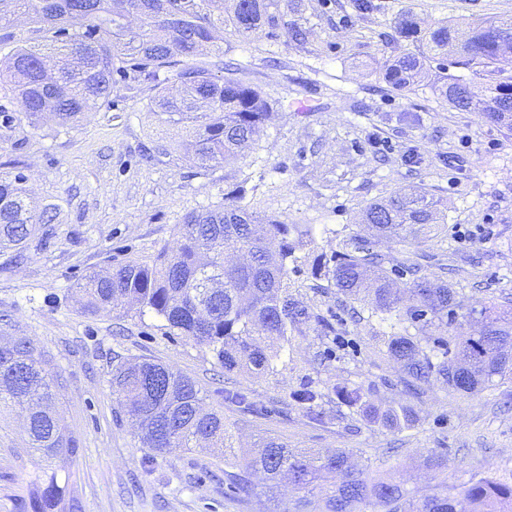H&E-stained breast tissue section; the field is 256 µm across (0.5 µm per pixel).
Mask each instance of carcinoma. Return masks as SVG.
Instances as JSON below:
<instances>
[{"label": "carcinoma", "mask_w": 512, "mask_h": 512, "mask_svg": "<svg viewBox=\"0 0 512 512\" xmlns=\"http://www.w3.org/2000/svg\"><path fill=\"white\" fill-rule=\"evenodd\" d=\"M288 0H0V23L21 16L42 34V44L20 46L0 60V84L18 109H0V127L17 122L73 126L89 112L115 107L112 89L144 78L155 93L146 105L165 133L202 170L228 165L255 144L270 118L261 94L243 81L216 75L223 61L206 59L210 46L229 30L250 42L274 39L288 28ZM402 41L419 52H398L382 76L401 90L429 83L448 105L512 121V18L441 22L421 28L412 13L395 21ZM458 55L471 75L484 81L479 93L464 78L446 74ZM18 173L0 180V249L21 248L38 226L51 221V208L28 197ZM443 204L418 189L367 204L359 223L377 237L414 240L421 233L446 234ZM176 246L152 261L128 260L107 274L91 272L77 288L84 310L110 313L126 306L149 310L196 344L207 348L224 370L257 375L276 371L288 352L292 332L309 322L332 343L345 332L342 314L314 313L293 288L301 271L296 252L313 243L311 229L249 210L236 201L216 210L192 211L176 225ZM315 273L341 297L340 308L368 313L400 331L384 337L386 355L399 362L407 381L474 394L512 376V306L491 303L459 311L456 289L420 274L419 266L392 262L358 236L336 241L318 258ZM479 319L478 336L465 325ZM124 414L137 427L142 447L153 456L177 450L234 447L223 412L203 407L205 392L192 378L150 359L119 362L110 379ZM58 374L23 336L0 343V408L24 415L28 447L48 460L67 463L79 451L55 404ZM342 403L362 416L396 429L413 421L401 402L382 409L361 385L336 390ZM304 416H325L326 394L305 383L291 393ZM224 403L243 413L257 410L242 391L224 390ZM230 491L240 499L254 494L252 475H265L275 496L286 479L304 494L276 512H512V477L472 478L437 485L417 495L388 473L356 468L349 450L315 452L290 448L275 438L236 464ZM39 512H78L64 490L51 482L39 491Z\"/></svg>", "instance_id": "cac0c4a2"}]
</instances>
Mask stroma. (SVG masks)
Here are the masks:
<instances>
[{
	"mask_svg": "<svg viewBox=\"0 0 512 512\" xmlns=\"http://www.w3.org/2000/svg\"><path fill=\"white\" fill-rule=\"evenodd\" d=\"M356 15L353 0H291L288 23L306 36L248 44L224 35V61L267 101L273 118L237 162L208 171L169 146L146 104L149 81L115 87L118 107L76 126L0 129V179L24 174L38 206L53 208L20 251L0 253V336H23L58 371V408L78 438L67 465L46 464L26 444L21 417L0 412V512H34L33 492L55 478L80 512H268L264 495L229 497L220 453L207 448L150 459L110 387L120 361L147 358L194 379L208 407L222 410L243 450L265 438L292 448H346L371 470L398 466L407 487L428 493L423 461L448 458V482L512 472V383L470 395L442 383L403 395L402 373L383 353L391 329L364 319L346 325L348 347L333 352L316 325L294 331L275 373L225 372L211 353L152 312L85 313L76 284L94 270L151 261L176 245L175 226L227 197L288 224H310L296 284L314 311L335 309V289L313 275L316 254L339 238L366 235L356 215L369 202L408 186L448 202L449 236L408 244L373 241L392 259L413 257L432 279L447 278L462 310L512 300V130L474 111L449 109L432 87L394 89L380 64L397 49L393 21L410 11L433 24L512 17V0H373ZM311 381L326 391L327 417L306 419L290 394ZM361 384L376 403L403 400L412 426L390 431L338 404L331 389ZM249 393L262 413L226 406L224 392Z\"/></svg>",
	"mask_w": 512,
	"mask_h": 512,
	"instance_id": "1",
	"label": "stroma"
}]
</instances>
